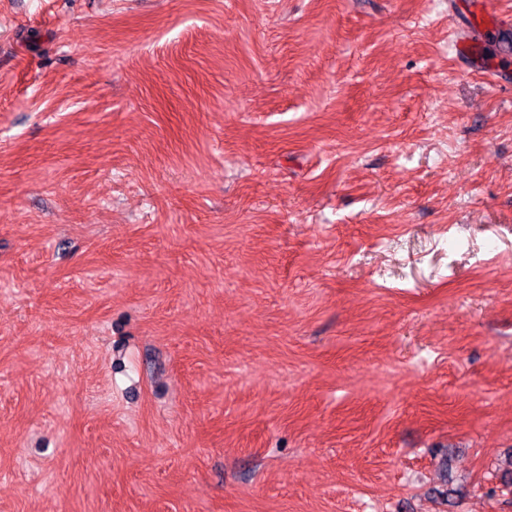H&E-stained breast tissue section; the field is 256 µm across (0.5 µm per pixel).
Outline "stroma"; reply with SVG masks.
Segmentation results:
<instances>
[{"label":"stroma","instance_id":"1","mask_svg":"<svg viewBox=\"0 0 512 512\" xmlns=\"http://www.w3.org/2000/svg\"><path fill=\"white\" fill-rule=\"evenodd\" d=\"M470 3L0 0V512H512Z\"/></svg>","mask_w":512,"mask_h":512}]
</instances>
